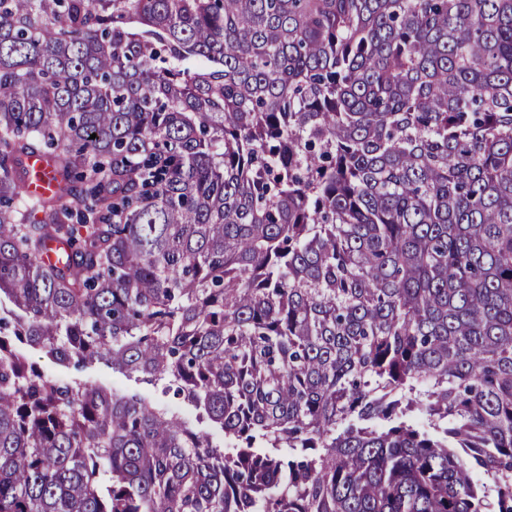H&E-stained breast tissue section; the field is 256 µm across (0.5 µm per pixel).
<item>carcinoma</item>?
Segmentation results:
<instances>
[{"mask_svg": "<svg viewBox=\"0 0 512 512\" xmlns=\"http://www.w3.org/2000/svg\"><path fill=\"white\" fill-rule=\"evenodd\" d=\"M0 512H512V0H0ZM27 355L30 360L38 363L46 373L59 380L78 379L89 385L114 388L128 395H139L149 399L160 397L151 385L138 380L140 378H137L136 375L127 376L112 372V369L103 363H89L77 371L72 366L51 362L41 351L29 349Z\"/></svg>", "mask_w": 512, "mask_h": 512, "instance_id": "cac0c4a2", "label": "carcinoma"}]
</instances>
